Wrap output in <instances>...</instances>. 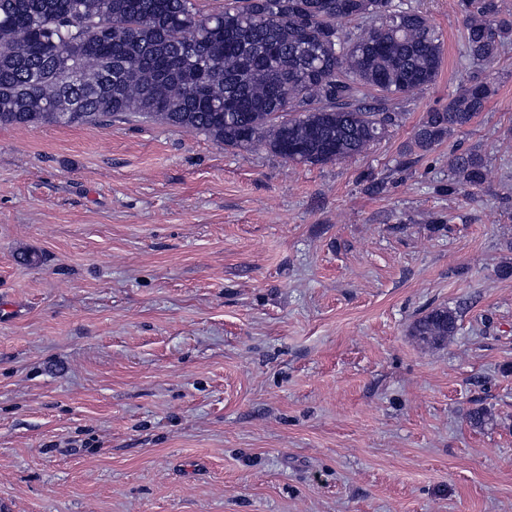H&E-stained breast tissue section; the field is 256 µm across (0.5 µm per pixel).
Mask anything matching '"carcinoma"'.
Returning <instances> with one entry per match:
<instances>
[{"label": "carcinoma", "mask_w": 512, "mask_h": 512, "mask_svg": "<svg viewBox=\"0 0 512 512\" xmlns=\"http://www.w3.org/2000/svg\"><path fill=\"white\" fill-rule=\"evenodd\" d=\"M468 57L494 61L512 20L460 0ZM356 23V31L343 28ZM443 36L405 0H0V127L99 126L132 117L196 131L297 165L353 158L399 126L396 101L433 85ZM495 88L476 81L414 127L428 152L469 127ZM448 191L485 183L476 150L452 155ZM457 312L411 335L442 346Z\"/></svg>", "instance_id": "1"}]
</instances>
